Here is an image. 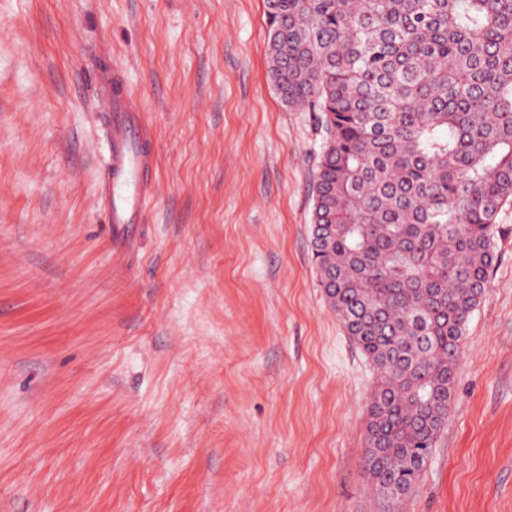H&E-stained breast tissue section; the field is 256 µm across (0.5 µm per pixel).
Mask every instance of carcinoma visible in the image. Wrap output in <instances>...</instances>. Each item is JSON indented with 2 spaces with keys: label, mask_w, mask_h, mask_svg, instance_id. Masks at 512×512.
<instances>
[{
  "label": "carcinoma",
  "mask_w": 512,
  "mask_h": 512,
  "mask_svg": "<svg viewBox=\"0 0 512 512\" xmlns=\"http://www.w3.org/2000/svg\"><path fill=\"white\" fill-rule=\"evenodd\" d=\"M270 77L321 113L313 259L373 361L366 468L397 505L448 411L512 206V0H265Z\"/></svg>",
  "instance_id": "carcinoma-1"
}]
</instances>
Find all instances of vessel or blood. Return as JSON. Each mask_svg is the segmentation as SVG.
<instances>
[{
	"instance_id": "vessel-or-blood-1",
	"label": "vessel or blood",
	"mask_w": 512,
	"mask_h": 512,
	"mask_svg": "<svg viewBox=\"0 0 512 512\" xmlns=\"http://www.w3.org/2000/svg\"><path fill=\"white\" fill-rule=\"evenodd\" d=\"M99 97L109 113L100 203L114 230V243L126 246L129 227L143 223L149 203V179L155 167L151 133L123 74L100 65L96 74Z\"/></svg>"
}]
</instances>
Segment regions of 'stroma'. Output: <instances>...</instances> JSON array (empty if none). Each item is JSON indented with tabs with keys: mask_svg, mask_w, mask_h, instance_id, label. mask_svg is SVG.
Masks as SVG:
<instances>
[{
	"mask_svg": "<svg viewBox=\"0 0 512 512\" xmlns=\"http://www.w3.org/2000/svg\"><path fill=\"white\" fill-rule=\"evenodd\" d=\"M99 58L155 136L123 250ZM323 137L273 86L264 0H0V512H387L377 372L312 260ZM495 250L399 512H512V207Z\"/></svg>",
	"mask_w": 512,
	"mask_h": 512,
	"instance_id": "1",
	"label": "stroma"
}]
</instances>
